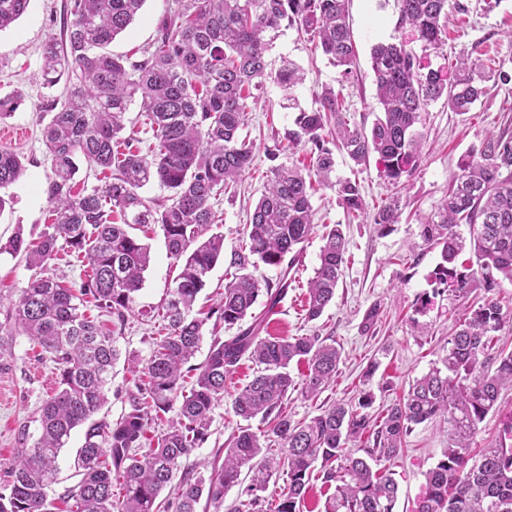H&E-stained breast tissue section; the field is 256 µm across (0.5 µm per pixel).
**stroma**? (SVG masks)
<instances>
[{
	"label": "stroma",
	"mask_w": 512,
	"mask_h": 512,
	"mask_svg": "<svg viewBox=\"0 0 512 512\" xmlns=\"http://www.w3.org/2000/svg\"><path fill=\"white\" fill-rule=\"evenodd\" d=\"M67 0H30L27 12L10 28L0 32V98L18 97L12 116L0 119V148L19 153L28 168L26 178L10 188L14 201L0 212V241L16 229L27 240L39 237L44 225L52 223L51 206L45 194L50 162L41 130L46 122L42 110L47 99L64 97V85L44 87L40 80L41 46L48 34L59 33ZM464 11L448 21V40L439 52L423 50L421 42L399 24L396 0H349L350 24L357 59L350 75L329 63L315 50L305 34L295 26L276 31L268 60L280 66L282 59L303 68L304 84L284 93L267 84L263 93L249 103L247 132L255 144L256 158L235 191L226 193L214 205V231L223 233L224 250L232 252L242 243L245 224L267 182L269 162L264 149L285 142L297 109L312 110L322 86L340 90L348 109L347 118L356 126H371L378 114L371 50L377 43L407 44L422 66L447 70L460 52L486 79L487 93L470 112H450L443 101L431 103L421 131L425 145L422 160L412 175L403 178L400 191L385 180L381 164L370 161L354 165L345 154L336 156V174L356 179L365 200L366 213L348 216L336 194L320 189L311 198L316 224L341 225L348 241L336 296L320 319H305L307 282L319 265L320 234H313L288 276V292L277 307L275 321L269 323L272 336L319 335L335 340L341 361L334 384L318 399L311 400L301 390L289 391L284 408L296 421L318 415L327 403H357L363 388L362 374L370 362L378 369L370 383L374 394L373 415H381L410 384L445 355L447 342L458 316L487 298L501 302L512 312V284L500 288L472 289L463 298L441 296L424 314L414 312V303L430 291L429 275L440 261V251L424 245L420 219L437 212L448 195L459 164L478 153L488 139L512 135V0H459ZM166 0H146L128 30L110 45L113 53L131 60L155 41ZM399 195L402 214L398 224L378 230L372 220L377 207ZM137 238L148 240L152 261L138 292L134 309L126 316L116 336L123 353L112 372L109 400L105 407L109 420H117L129 409L128 393L139 378L128 357L147 358L152 341L162 325L161 306L171 296L179 273L169 257L160 231L137 229ZM21 258L0 255V324L4 323L8 301L17 300L21 288L32 276ZM377 309L376 324L363 329L365 314ZM55 363L28 336L17 333L0 344V487L8 480L9 467L23 446V436H37L39 408L51 396L54 385L46 377L57 376ZM209 437L192 451L186 467L209 476L224 462V444L242 419L232 411L230 401L216 406ZM83 442L82 430H75L58 463L59 474L48 490V498L60 512L67 507L66 495L75 485L73 459ZM448 446V423L436 418L414 426L405 438L399 455L389 464L398 484L395 512H413L423 492L426 472L435 466Z\"/></svg>",
	"instance_id": "obj_1"
}]
</instances>
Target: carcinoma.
Instances as JSON below:
<instances>
[{
	"mask_svg": "<svg viewBox=\"0 0 512 512\" xmlns=\"http://www.w3.org/2000/svg\"><path fill=\"white\" fill-rule=\"evenodd\" d=\"M30 0H0V31L27 10ZM145 0H71L60 35L43 45L41 78L48 87L65 81L66 96L44 105L50 114L43 143L50 160L46 194L54 221L32 244L19 231L0 254L25 255L37 270L11 304L0 333L18 331L49 354L58 366L56 392L40 407V435L18 451L10 480L0 491V512H50L47 488L57 459L72 431L84 428L74 468L80 476L69 491L68 512H197L202 496L215 502L241 483L247 472L248 506L264 502L273 476H288L287 491L273 512H303L312 467L322 460V480L334 486L324 512H394L398 485L382 463L395 457L412 426L448 417V448L425 476V491L415 512H512V413L504 416L498 436L473 448L479 425L501 407V392L512 387V351L499 338L505 327L500 301L488 299L464 314L448 338L441 365L414 380L407 393L378 418L371 414V390L356 405L333 402L320 414L295 422L282 411L293 361L306 362L302 391L319 397L336 377L341 351L320 336H261L265 316L233 336L213 338L205 361L195 371L189 394L183 392V367L195 356L211 315L194 312L199 293L224 257V235L201 239L215 223L213 201L250 169L254 144L240 131L247 125L248 100L272 82L288 93L303 83L292 60L268 70L271 44L266 34L283 23L310 36L331 63L352 73L355 47L347 0H174L161 17L154 43L143 59L128 62L109 45L135 21ZM399 21L424 50L441 49L455 0H398ZM372 70L380 105L370 131L350 127L347 109L330 86L317 94L319 107L300 111L288 147L311 145L310 166L299 168L267 158V183L246 229L248 242L230 255L231 279L215 313L232 329L243 321L261 293L272 311L288 290V256H297L315 232L311 196L315 186L336 192L351 216L364 213L359 184L335 174L334 149L357 166L375 156L389 184L398 186L422 157L418 131L430 103L445 99L459 115L485 95L483 76L461 55L453 78L423 71L403 43L372 48ZM139 104L153 132L151 156L123 141L125 116ZM336 128L329 147L323 132ZM110 172L102 187L75 190L79 163ZM22 156L0 149V190L25 174ZM156 182L169 191L162 201L139 194ZM396 202L373 215L382 231L398 222ZM160 228L169 255L180 263L172 298L162 315L164 333L150 356L131 362L139 382L128 394L130 410L117 421L98 417L108 401L112 369L121 356L117 340L82 310L90 297L96 307L124 323L151 261L150 246L129 228ZM469 225L475 267L457 264L465 241L458 233ZM420 237L441 248V262L430 275L432 294L416 302L423 313L433 298L466 296L482 286L491 291L512 284V136L488 140L479 153L459 165L448 198L435 216L420 224ZM319 266L308 283L306 318H320L336 295L347 252L342 225L325 226ZM86 261L84 278L69 284L51 262L59 247ZM280 269L277 288L261 267ZM261 365L259 374L231 395L233 413L244 421L261 417L256 433L241 427L224 449V466L205 479L186 471L173 484L181 462L208 438L215 405L224 400L227 378L243 357ZM175 412L165 428L148 441L160 415ZM371 433L366 457L349 448ZM174 500L161 501L164 491Z\"/></svg>",
	"mask_w": 512,
	"mask_h": 512,
	"instance_id": "carcinoma-1",
	"label": "carcinoma"
}]
</instances>
